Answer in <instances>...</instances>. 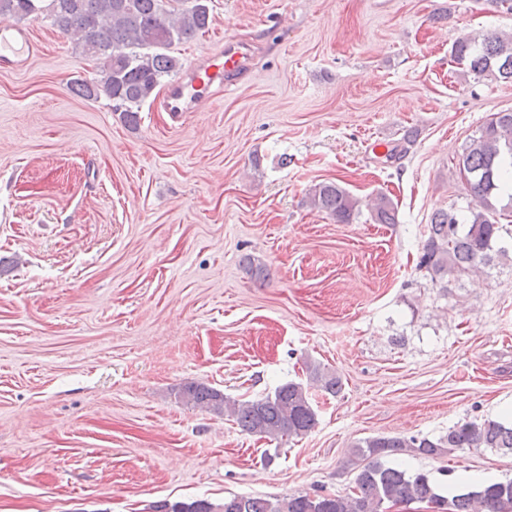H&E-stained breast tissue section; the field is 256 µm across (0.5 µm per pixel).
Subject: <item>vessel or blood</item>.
I'll use <instances>...</instances> for the list:
<instances>
[{"label":"vessel or blood","instance_id":"obj_1","mask_svg":"<svg viewBox=\"0 0 512 512\" xmlns=\"http://www.w3.org/2000/svg\"><path fill=\"white\" fill-rule=\"evenodd\" d=\"M40 50L28 28H0V71L12 72L24 68ZM247 54L235 39L224 41L223 53L208 58L189 74L174 80L162 101L164 111L180 118L197 111L202 103L211 101L217 90L231 86L247 69Z\"/></svg>","mask_w":512,"mask_h":512}]
</instances>
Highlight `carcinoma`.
Listing matches in <instances>:
<instances>
[{
	"label": "carcinoma",
	"instance_id": "1",
	"mask_svg": "<svg viewBox=\"0 0 512 512\" xmlns=\"http://www.w3.org/2000/svg\"><path fill=\"white\" fill-rule=\"evenodd\" d=\"M0 14L19 19L45 16L64 35L75 37L74 50L95 61L89 76L78 81V92L105 97L114 109L135 120L141 105L162 80L182 69L172 47L205 32L210 24L204 0H0ZM453 59L476 76L512 83V37L486 34L465 37L452 49ZM458 168L475 202L470 219L453 210L434 213L421 243L419 267L435 280L449 273L480 271L508 254L502 233H511L492 221L499 211L512 212V194L502 201V189L512 181V111H501L467 141L458 155ZM311 206L341 223L359 213L360 200L335 182H320L308 192ZM375 220L395 222L392 201L381 194L371 202ZM310 377L321 389L337 396L342 380L321 365L309 366ZM182 397L211 412L233 417L242 431L270 440L302 437L317 425L308 389L288 382L260 399L232 400L205 384L184 386ZM458 448H495L512 452V424L497 420L463 421L448 435L427 438L371 437L354 446L352 455L365 462L357 470L350 492L333 496L286 494L261 498L232 496L221 503L196 500L163 502L156 512H381L384 505L414 501L434 505V512H512V478L450 497L438 493L429 473L389 467L393 455L437 456Z\"/></svg>",
	"mask_w": 512,
	"mask_h": 512
}]
</instances>
